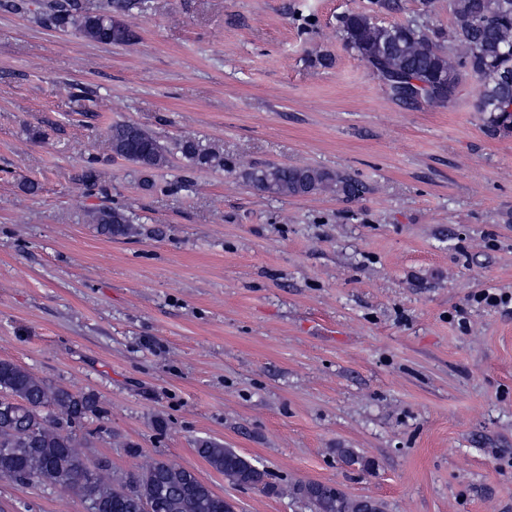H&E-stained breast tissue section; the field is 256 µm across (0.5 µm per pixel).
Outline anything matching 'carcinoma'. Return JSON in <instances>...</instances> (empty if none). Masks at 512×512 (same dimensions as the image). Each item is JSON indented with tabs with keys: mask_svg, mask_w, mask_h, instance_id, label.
I'll return each mask as SVG.
<instances>
[{
	"mask_svg": "<svg viewBox=\"0 0 512 512\" xmlns=\"http://www.w3.org/2000/svg\"><path fill=\"white\" fill-rule=\"evenodd\" d=\"M431 4L432 0H422L414 18L389 23L385 17L401 10V0H368L364 7L339 17L344 45L378 73L398 70L406 82L421 83L419 99L391 95L409 107L448 104L462 80H473L485 132H511L512 0H448L453 22L448 39L430 24ZM144 8L145 0H107L101 11L90 13L82 0H51L42 19L59 29L72 28L94 43L127 45L136 40V33L125 16ZM107 137L112 158L131 162L144 173L169 167L177 156L192 168L224 169V153L192 138L165 143L128 122L112 124ZM98 162V157H89L82 173L103 197L88 212L87 223L111 238L129 236L134 232L133 218L124 207L112 205L110 189L98 185ZM245 177L255 188L281 198L331 192L354 200L367 192V185L349 174L307 165L259 164ZM0 395L14 400L0 406V480L72 491L89 512H144L151 503L161 504L160 512H234L232 503L194 472L166 459H155L135 473L117 472L107 464L90 468L86 449L91 442L78 430L93 417L104 418L92 395L58 387L6 360H0ZM195 448L232 485L286 493L309 512H362L359 500L335 486L297 482L282 487L270 481L266 469L220 442L201 438ZM335 453L345 464L373 468L372 461L352 448H337Z\"/></svg>",
	"mask_w": 512,
	"mask_h": 512,
	"instance_id": "cac0c4a2",
	"label": "carcinoma"
}]
</instances>
